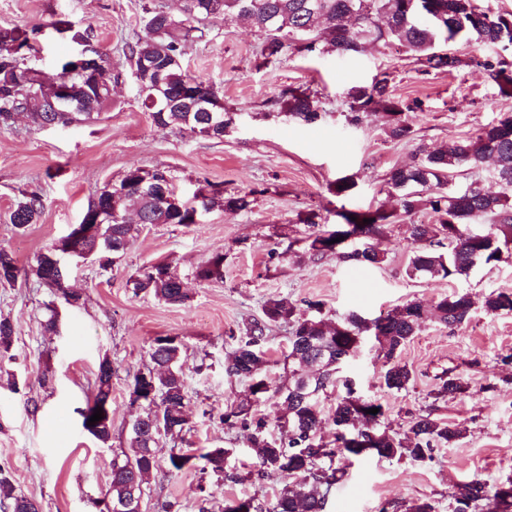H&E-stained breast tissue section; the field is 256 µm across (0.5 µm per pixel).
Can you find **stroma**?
<instances>
[{"instance_id":"1","label":"stroma","mask_w":512,"mask_h":512,"mask_svg":"<svg viewBox=\"0 0 512 512\" xmlns=\"http://www.w3.org/2000/svg\"><path fill=\"white\" fill-rule=\"evenodd\" d=\"M146 0H0V24L43 27L36 66L47 78L76 46L56 33L54 21L90 28L93 42L112 62V106L92 124L38 128L17 119L0 129V249L20 269L81 223L89 200L132 167L168 170L179 194L220 189L248 192L244 211L213 210L203 223L141 225L133 243L102 271L97 264L66 259L67 284L80 294L77 305L50 292L33 277L0 285V317L15 334L12 360L0 362V466L18 491L33 498L40 512H93L104 497L114 455L129 448V425L141 415L132 403L135 375L151 365L156 337L175 336L188 393L189 429L182 440L160 439L156 452L167 462L173 447L229 448L230 464L255 462L245 432L220 420L226 405L249 395L247 381L228 378L224 361L233 351V333L261 316L264 300L279 295L297 305L317 301L326 321L350 312L374 319L394 307L419 303L427 316L401 358L413 373L402 390L383 383L384 358L374 336L365 335L357 352L340 366L339 378L354 380L360 396L380 402L388 430L407 433L415 417L457 425L463 435L453 446L435 445L431 459L416 462L367 457L344 465L326 512H379L388 502L432 501L436 512H453L456 485L479 478L502 483L512 478V313L490 314L483 298L512 292V259L476 264L455 281L412 278L411 257L420 244L407 224L388 225L372 240L382 264L345 263L308 249L313 229L339 224L343 210L392 208L386 176L412 162L418 150H432L474 135L512 112V93H501L478 66L455 74H421L397 44L368 47L363 53L309 57L288 52L279 62L259 54L261 33L247 21L210 19L207 40L189 45L183 67L212 84L236 121L224 139L200 137L157 126L138 95L127 45L142 31ZM393 74L395 97L418 102L408 114L414 135L388 137L380 115L348 123V93L370 84L382 71ZM294 87L315 96L321 119L307 124L269 102ZM356 186L336 195L338 178ZM40 191L45 208L37 223L18 230L9 222L26 191ZM224 257V278L201 283L197 267ZM176 267L187 300L171 305L149 294H134L129 279L159 260ZM453 291L469 294L471 316L458 327L431 317L435 302ZM56 315L58 331L44 323ZM112 363V441L103 447L81 426L79 411L95 395L102 358ZM48 384H41L43 373ZM459 378L466 395L439 399L441 377ZM284 485L273 474L225 485L196 468L173 475L153 472L149 505L168 502L172 512H224L232 498H251L271 507Z\"/></svg>"}]
</instances>
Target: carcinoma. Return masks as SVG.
Masks as SVG:
<instances>
[{"label":"carcinoma","mask_w":512,"mask_h":512,"mask_svg":"<svg viewBox=\"0 0 512 512\" xmlns=\"http://www.w3.org/2000/svg\"><path fill=\"white\" fill-rule=\"evenodd\" d=\"M195 12L186 18L187 24L171 28L166 11L156 5L144 6L143 33L128 45L134 64L151 59L165 69L166 83L160 95L165 99L181 97L186 85L203 80L188 74L173 59H182L185 47L201 42L209 35L207 21L215 16L224 20L247 17L262 32L261 56L267 62L282 59L294 50L308 55L333 52L338 56L359 54L369 44L400 43L420 66V72L453 73L470 65L472 58L462 57L448 49L440 51V44L456 40L473 42L480 48L498 49L495 59H487L483 66L500 89L512 91V63L503 52L512 47V12H493L478 4V0H194ZM69 39L88 45L89 58L101 62L97 75L86 74L70 82L74 94L84 100L77 118L89 122L99 116L103 108L101 95L107 88L100 82H112L109 56L95 46L88 29L68 25ZM40 28L0 26V128L12 125L13 116L25 114L31 124L41 127L63 117L51 110L50 100L54 85L40 80L39 69L32 64L36 56L37 34ZM392 73L381 72L372 82L354 88L349 93L348 122L357 124L366 112H380L387 124L388 136L397 141L413 136L405 111L410 109L391 94ZM272 105L288 116L307 123L320 118L314 98L296 88L282 90ZM154 121L162 127H176L192 134L204 126L198 113L187 107H174L154 113ZM496 165L501 191L485 192L477 184L461 191L449 187L453 176L464 170L481 166L487 161ZM387 185L396 191L395 206L391 211L381 208L358 212H342L344 224L335 230L315 234L309 250L315 255L334 253L344 262L377 265L384 257L367 247V240L380 235L385 227L404 221L421 208L434 216L430 224L410 225L411 237L427 243L415 252L408 266L411 277H430L454 280L465 276L473 264L499 262L503 256L512 257V113L504 114L497 122L486 126L478 134L453 140L433 151H420L411 164L394 168L387 174ZM251 205L250 194L224 196L218 191L196 193L190 198L178 196L177 204H169L141 190L132 183L126 192L101 190L89 201L87 211L97 208L116 210L127 220L121 223L107 221L100 227L101 240L97 255L104 258L100 268L108 270L113 256L124 253L130 246L141 224H197L215 208L246 210ZM44 197L37 191L24 192L10 213V223L19 230L34 224L41 217ZM483 221L494 230L474 233L468 225ZM360 229L365 242L355 251L345 252L331 244L338 234L349 232L350 226ZM448 251H441L442 247ZM57 251L50 246L41 252L32 274L43 285L68 295L66 282L54 275ZM21 271L13 256L0 249V284L17 282ZM195 277L202 282L224 278V256L216 254L197 267ZM134 292L151 293L168 304H181L187 299L183 282L168 263H158L137 272L130 278ZM473 307L466 293L452 292L440 297L434 304L436 318L449 327L467 321ZM483 308L491 314L512 312V293L493 291L484 297ZM321 304L309 301L299 308L286 297L271 296L262 306V316L244 324L237 343L224 363L229 378L249 382V397L226 407L221 419L230 427L251 431V447L256 449L257 467L261 473L279 475L285 485L268 512H324L327 497L343 476L344 459L377 456L381 459L422 460L432 451L435 442L453 445L461 431L431 415H422L410 422L406 439L397 432L380 428L378 412L373 418H364L363 425L351 429L347 425L359 398L352 384H346V396L336 401L331 415L336 427V446L323 443L319 433L323 418L319 399L333 385L337 366L355 352L352 335L371 332L375 336L389 366L384 372V385L389 390L404 389L411 379L408 367L399 361L405 345L417 334L421 325V306L415 302L399 305L371 323L351 313L334 324L320 317ZM290 327V369L288 382L271 388L264 372L267 363L263 343L266 332L276 324ZM14 326L7 318H0V357L9 354ZM182 344L171 336L155 339L151 348L152 367L134 377V389L150 383L158 395V407L143 402L144 415L139 425H130V452L112 458L108 496L112 504L124 506L132 496L145 495V477L160 468L156 443L150 440L149 427L162 413L168 436L182 437L189 420L186 416L187 394L179 359ZM93 404L81 409L82 426L102 447L112 441V421L88 424L102 400L112 395V363L100 361L95 381ZM275 391L282 405L278 418L280 437L270 438L265 432L264 418L256 414L255 406L270 391ZM467 392L457 378L441 380L436 398L454 397ZM229 448H209L198 455L187 457L169 455L167 472L184 469L186 462L202 471H210L224 484H238L242 476L228 465ZM499 486L474 478L459 485L453 499L456 512H498ZM33 499L17 491L11 474L0 468V512H38L30 508ZM401 512H435L433 504L417 500L392 506L384 504L380 512L389 508Z\"/></svg>","instance_id":"obj_1"}]
</instances>
